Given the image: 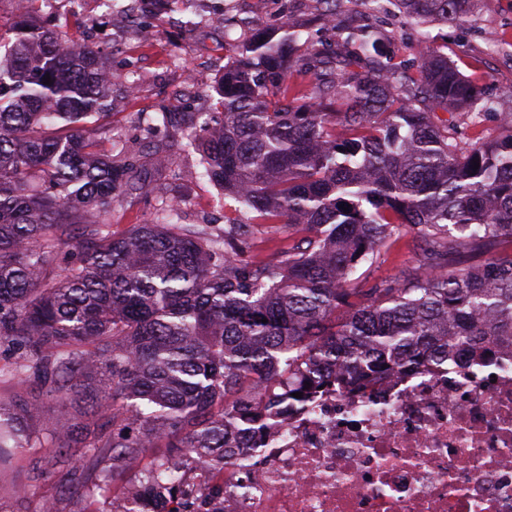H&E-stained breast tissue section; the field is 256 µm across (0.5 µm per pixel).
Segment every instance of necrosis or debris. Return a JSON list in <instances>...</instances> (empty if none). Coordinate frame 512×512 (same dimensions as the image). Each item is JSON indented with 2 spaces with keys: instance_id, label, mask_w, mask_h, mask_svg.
Masks as SVG:
<instances>
[{
  "instance_id": "obj_1",
  "label": "necrosis or debris",
  "mask_w": 512,
  "mask_h": 512,
  "mask_svg": "<svg viewBox=\"0 0 512 512\" xmlns=\"http://www.w3.org/2000/svg\"><path fill=\"white\" fill-rule=\"evenodd\" d=\"M188 476L191 512H512V346L291 408L224 466Z\"/></svg>"
}]
</instances>
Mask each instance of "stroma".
I'll return each instance as SVG.
<instances>
[{
    "label": "stroma",
    "mask_w": 512,
    "mask_h": 512,
    "mask_svg": "<svg viewBox=\"0 0 512 512\" xmlns=\"http://www.w3.org/2000/svg\"><path fill=\"white\" fill-rule=\"evenodd\" d=\"M313 0H174L170 13L155 20L143 16L140 25H129L121 8L108 0H85L74 9L71 0H39L36 17L41 24L60 18L68 23L69 36L96 43L109 58L121 83L112 88L113 131L128 142L149 184V193L130 196L112 212V229L122 233L135 224L151 222L162 201H176L181 221L224 223V197L207 179L194 176L199 159L185 138L156 126L160 112H210L215 101L211 88L224 71L227 58L254 25L300 28L318 49L335 50L340 28L370 23L377 26L394 53L396 63L407 69L418 64L420 31L399 13H371L359 0H342L336 17L315 18ZM433 49L453 61L459 70L494 102V111L479 123L488 138L500 133L498 115L512 112V0H481L476 17L429 31ZM134 81L136 93H127L125 81ZM167 157L163 171H156V155ZM412 236L403 237L384 263L360 265L368 281L394 280L414 264ZM52 451L23 448L13 480L27 489L13 501L14 512H41L48 500L62 499L63 485L77 467V456L48 469Z\"/></svg>",
    "instance_id": "35a3bbf8"
}]
</instances>
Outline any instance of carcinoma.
<instances>
[{
	"mask_svg": "<svg viewBox=\"0 0 512 512\" xmlns=\"http://www.w3.org/2000/svg\"><path fill=\"white\" fill-rule=\"evenodd\" d=\"M384 1L422 29L480 2L362 3ZM26 2L0 22V476L20 448H83L76 512H114L125 495L183 512L184 475L207 469L220 490L235 429L261 434L294 393L361 390L437 357L486 363L512 342V113L500 137L471 143L492 102L448 57L427 47L408 76L368 24L331 55L287 24L256 30L224 64L209 121L157 117L238 203L224 230L179 223L170 201L117 235L112 209L145 183L112 129L109 153L84 137L112 109V70ZM307 56L330 79L292 97ZM260 224L301 243L253 263ZM409 229L416 265L361 287L358 266L383 263ZM28 383L44 397L26 399ZM99 495L107 508L92 507Z\"/></svg>",
	"mask_w": 512,
	"mask_h": 512,
	"instance_id": "cac0c4a2",
	"label": "carcinoma"
}]
</instances>
